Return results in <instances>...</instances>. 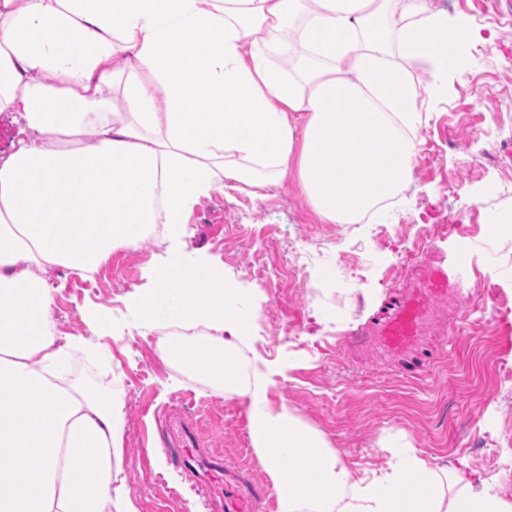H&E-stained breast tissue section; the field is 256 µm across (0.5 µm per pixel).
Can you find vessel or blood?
<instances>
[{"label": "vessel or blood", "instance_id": "obj_1", "mask_svg": "<svg viewBox=\"0 0 512 512\" xmlns=\"http://www.w3.org/2000/svg\"><path fill=\"white\" fill-rule=\"evenodd\" d=\"M470 255L464 245L433 251L428 261L415 265L413 277L384 315L353 335L352 344L394 362L408 376L429 368L436 360L425 345L427 336L438 327L434 307L442 302L456 307L464 292L472 290L476 275ZM175 446L187 477L223 485L218 512H255L257 496L243 495L235 484L225 481L223 459L200 458L194 433L178 438Z\"/></svg>", "mask_w": 512, "mask_h": 512}]
</instances>
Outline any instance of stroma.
Segmentation results:
<instances>
[{"instance_id": "35a3bbf8", "label": "stroma", "mask_w": 512, "mask_h": 512, "mask_svg": "<svg viewBox=\"0 0 512 512\" xmlns=\"http://www.w3.org/2000/svg\"><path fill=\"white\" fill-rule=\"evenodd\" d=\"M427 4L464 20L475 38L449 67L443 93L428 94L429 75H412L413 136L433 149L415 152L395 205L361 224L329 223L304 192L294 155L258 195L228 187L200 199L188 215L186 250L249 296L244 353L266 373L271 407L321 434L353 478L391 470L407 454L435 468L464 459L512 502V0ZM304 239L318 254L305 267L291 252ZM472 239L495 248L475 257L478 285L461 332L436 338L433 367L409 378L375 356L352 357L350 333L400 289L409 271L403 256L418 261L432 245ZM173 249L147 238L135 250L116 248L90 275L54 267L52 314L60 333L99 351L76 354L75 378L125 403L123 495L137 512H211L166 445L167 415L191 423L204 449L222 453L248 488L272 483L243 400L187 385L155 345L136 344L149 329L132 303ZM256 264L272 278L256 279Z\"/></svg>"}]
</instances>
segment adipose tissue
Segmentation results:
<instances>
[{
  "label": "adipose tissue",
  "mask_w": 512,
  "mask_h": 512,
  "mask_svg": "<svg viewBox=\"0 0 512 512\" xmlns=\"http://www.w3.org/2000/svg\"><path fill=\"white\" fill-rule=\"evenodd\" d=\"M200 2L0 0V112L17 126L0 156V512H112L124 481L123 404L74 381L82 341L55 329L50 269L97 270L152 224L183 240L195 203L273 183L299 142L316 212L355 223L410 175L395 119L417 110L412 71L440 89L471 43L426 0ZM154 279L137 311L212 331L196 369L246 401L278 512H512L486 479L414 456L351 480L323 437L270 408L264 378L216 367L217 347L248 340L223 274L174 254Z\"/></svg>",
  "instance_id": "1"
}]
</instances>
